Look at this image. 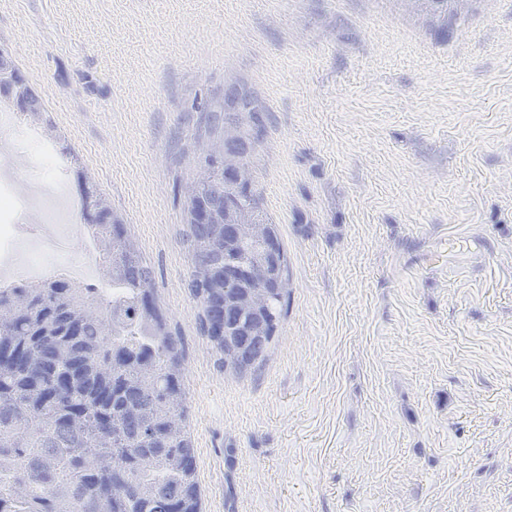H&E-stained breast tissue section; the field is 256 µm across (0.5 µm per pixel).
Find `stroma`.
I'll list each match as a JSON object with an SVG mask.
<instances>
[{
  "mask_svg": "<svg viewBox=\"0 0 512 512\" xmlns=\"http://www.w3.org/2000/svg\"><path fill=\"white\" fill-rule=\"evenodd\" d=\"M177 337L204 512H512V0H0ZM242 122L288 256L267 360L201 328L185 192ZM468 251L434 268L444 232Z\"/></svg>",
  "mask_w": 512,
  "mask_h": 512,
  "instance_id": "1",
  "label": "stroma"
}]
</instances>
